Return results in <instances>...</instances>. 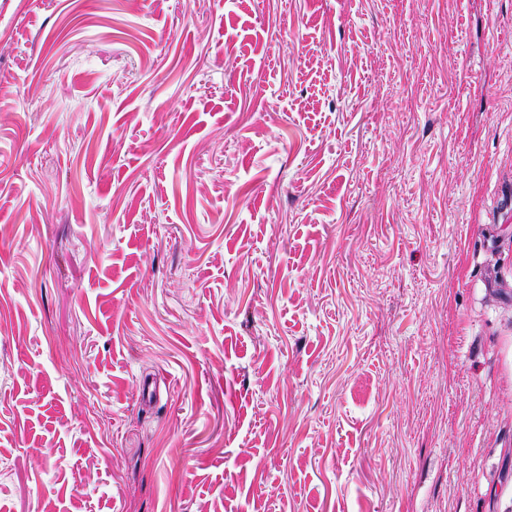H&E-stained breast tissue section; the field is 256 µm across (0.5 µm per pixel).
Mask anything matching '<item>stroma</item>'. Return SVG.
Listing matches in <instances>:
<instances>
[{
    "label": "stroma",
    "instance_id": "stroma-1",
    "mask_svg": "<svg viewBox=\"0 0 512 512\" xmlns=\"http://www.w3.org/2000/svg\"><path fill=\"white\" fill-rule=\"evenodd\" d=\"M511 60L512 0H0V512H507Z\"/></svg>",
    "mask_w": 512,
    "mask_h": 512
}]
</instances>
